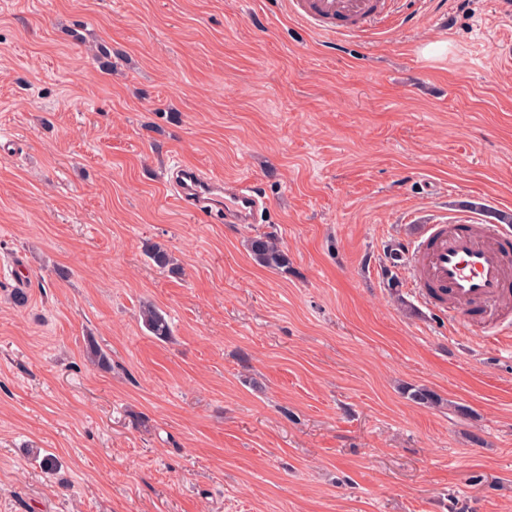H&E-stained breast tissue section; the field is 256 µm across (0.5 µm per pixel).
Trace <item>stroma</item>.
Returning <instances> with one entry per match:
<instances>
[{"mask_svg":"<svg viewBox=\"0 0 512 512\" xmlns=\"http://www.w3.org/2000/svg\"><path fill=\"white\" fill-rule=\"evenodd\" d=\"M407 9L334 40L286 0H0V512H512V344L387 255L512 214V19ZM176 162L267 210L186 212ZM248 250L253 261L261 267L273 270L288 267V254L273 235H259L249 239ZM141 318L146 329L156 338L162 339L170 336L169 322L155 306L144 305L141 309Z\"/></svg>","mask_w":512,"mask_h":512,"instance_id":"obj_1","label":"stroma"}]
</instances>
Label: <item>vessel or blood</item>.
<instances>
[{
	"mask_svg": "<svg viewBox=\"0 0 512 512\" xmlns=\"http://www.w3.org/2000/svg\"><path fill=\"white\" fill-rule=\"evenodd\" d=\"M289 12L308 29L343 38L400 15L398 0H288ZM170 188L182 207L196 215H223L228 224L254 223L267 199L250 180L232 184L198 168L175 165ZM423 240L410 255L411 283L419 291L439 289L453 308L487 310L512 301V231L482 223L468 212L425 224Z\"/></svg>",
	"mask_w": 512,
	"mask_h": 512,
	"instance_id": "1",
	"label": "vessel or blood"
}]
</instances>
